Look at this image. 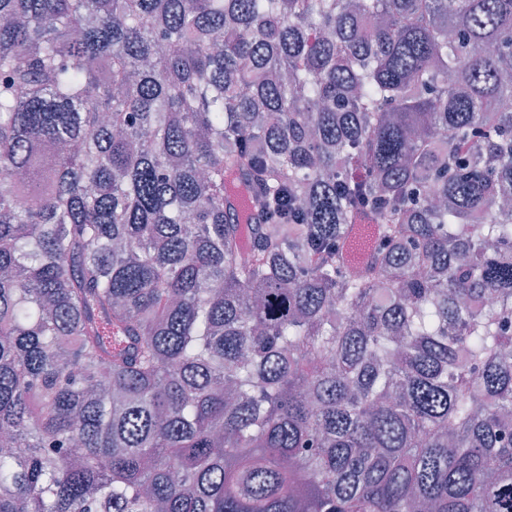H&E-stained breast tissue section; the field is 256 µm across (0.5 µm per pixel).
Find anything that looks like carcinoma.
Instances as JSON below:
<instances>
[{
    "mask_svg": "<svg viewBox=\"0 0 512 512\" xmlns=\"http://www.w3.org/2000/svg\"><path fill=\"white\" fill-rule=\"evenodd\" d=\"M511 98L512 0H0V512H512Z\"/></svg>",
    "mask_w": 512,
    "mask_h": 512,
    "instance_id": "cac0c4a2",
    "label": "carcinoma"
}]
</instances>
